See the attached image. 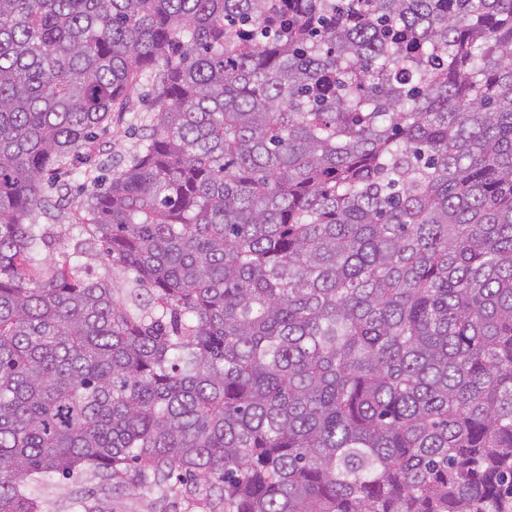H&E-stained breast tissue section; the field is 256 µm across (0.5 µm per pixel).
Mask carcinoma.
Instances as JSON below:
<instances>
[{"label": "carcinoma", "mask_w": 512, "mask_h": 512, "mask_svg": "<svg viewBox=\"0 0 512 512\" xmlns=\"http://www.w3.org/2000/svg\"><path fill=\"white\" fill-rule=\"evenodd\" d=\"M324 2L0 0V512H512V0ZM153 100V94L146 86L138 85L130 104L131 112L112 114V124L99 143L106 154H112L115 160L126 159L139 144L141 117ZM78 215L74 211V208L60 211L49 221L40 218L39 223L41 224H57L54 226L55 240L50 246V251L60 252L68 249L70 238L77 235L79 232L75 224H80L77 219ZM95 480L91 478V473L88 472L78 481L58 479L47 491L46 496L49 498L50 512H70L72 510L73 497L72 492L75 488L82 486L86 489L95 485ZM101 503L95 501L103 512H164L171 511L167 502L160 500L156 495L150 494H129L116 491L105 497L101 496Z\"/></svg>", "instance_id": "cac0c4a2"}]
</instances>
